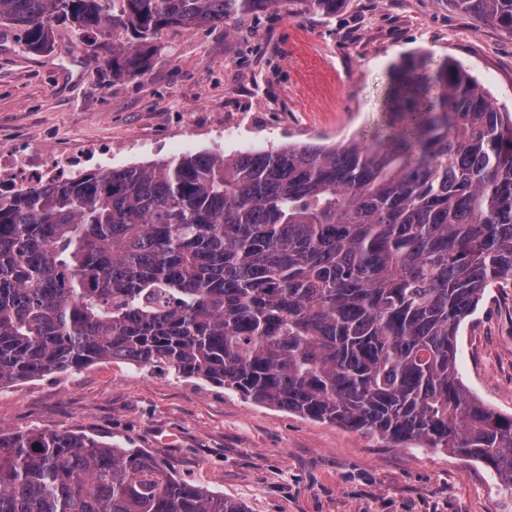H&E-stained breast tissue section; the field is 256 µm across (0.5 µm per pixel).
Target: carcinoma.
Returning a JSON list of instances; mask_svg holds the SVG:
<instances>
[{
    "instance_id": "cac0c4a2",
    "label": "carcinoma",
    "mask_w": 512,
    "mask_h": 512,
    "mask_svg": "<svg viewBox=\"0 0 512 512\" xmlns=\"http://www.w3.org/2000/svg\"><path fill=\"white\" fill-rule=\"evenodd\" d=\"M0 0L32 52L61 28L142 75L173 26L292 0ZM512 35V0H448ZM386 129L197 152L0 198V386L103 361L178 377L512 485V417L467 390L457 332L512 282V116L448 59H404ZM0 512H245L129 448L0 434Z\"/></svg>"
}]
</instances>
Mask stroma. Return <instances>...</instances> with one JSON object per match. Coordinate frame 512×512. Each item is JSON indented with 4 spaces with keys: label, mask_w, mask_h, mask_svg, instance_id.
I'll use <instances>...</instances> for the list:
<instances>
[{
    "label": "stroma",
    "mask_w": 512,
    "mask_h": 512,
    "mask_svg": "<svg viewBox=\"0 0 512 512\" xmlns=\"http://www.w3.org/2000/svg\"><path fill=\"white\" fill-rule=\"evenodd\" d=\"M397 29L382 35L379 20ZM278 37L288 123L243 127L233 143L171 132L224 112V64L259 31ZM458 63L499 111L512 113V35L447 0H343L335 13L298 7L247 14L235 25L172 27L147 70L113 78L102 54L60 31L50 49L0 39V146L62 148L136 137L139 147L94 169L145 165L199 151L350 140L381 118L391 67L410 54ZM459 371L470 392L512 415V287L491 288L460 327ZM68 430L169 462L177 477L246 512H512V492L484 465L433 448L375 438L264 406L166 368L120 361L0 387V433Z\"/></svg>",
    "instance_id": "obj_1"
}]
</instances>
